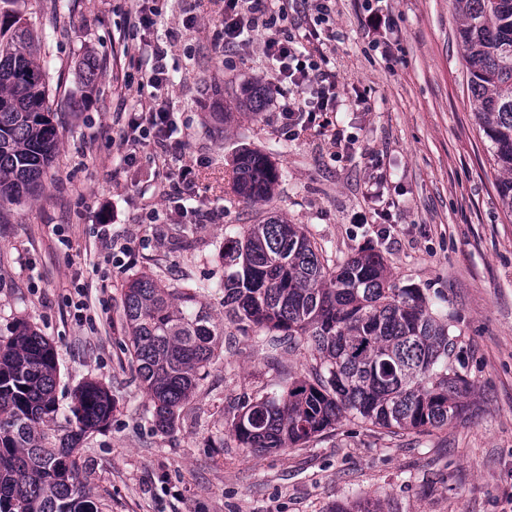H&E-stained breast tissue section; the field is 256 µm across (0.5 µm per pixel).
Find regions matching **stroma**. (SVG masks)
<instances>
[{"label": "stroma", "mask_w": 512, "mask_h": 512, "mask_svg": "<svg viewBox=\"0 0 512 512\" xmlns=\"http://www.w3.org/2000/svg\"><path fill=\"white\" fill-rule=\"evenodd\" d=\"M153 5L156 24L141 39L147 48L167 42L179 127L168 151L194 167L198 218L168 220L169 182L154 175L153 144L133 164L116 157L146 62L124 50L134 0H27L47 44L60 147L39 196L0 211V330L27 322L57 351L51 435L74 427L72 396L85 381L112 395L106 428L78 449L103 512H332L357 499L383 512H512V221L474 122L452 0H334L321 37L340 104L295 135L279 120L265 32L226 53L217 38L224 0ZM369 8L386 30L361 26ZM90 57L97 76L87 96ZM246 85L264 92L259 116L239 105ZM243 149L267 154L281 173L267 202L245 203L231 189ZM377 177L379 200L366 193ZM383 200L393 205L386 226L370 221ZM107 212L108 242L99 234ZM274 214L301 225L329 259L368 248L398 285L422 289L457 338L476 403L469 420L393 434L347 418L298 447L250 453L232 420L276 392L281 373L308 376L311 353L269 354L228 325L174 429H155L130 363L125 284L140 273L171 288L205 282L204 303L222 311L225 239Z\"/></svg>", "instance_id": "obj_1"}]
</instances>
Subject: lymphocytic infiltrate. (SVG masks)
Returning a JSON list of instances; mask_svg holds the SVG:
<instances>
[{
	"mask_svg": "<svg viewBox=\"0 0 512 512\" xmlns=\"http://www.w3.org/2000/svg\"><path fill=\"white\" fill-rule=\"evenodd\" d=\"M317 21L299 26L288 20V0H224L221 37L225 51L243 49L253 32L264 29L268 37L264 53L277 71L276 89L280 96L281 123L288 130L303 124L305 117L332 111L338 97L336 68L325 54L317 23L328 20L329 0H316ZM166 54L162 47L152 51V63L137 85L139 115L136 125L140 137L124 140L118 150L121 163L135 160L139 141H152L156 147V170L176 172L179 181H189L188 165L171 169L166 142L176 131L170 102L160 89L166 83Z\"/></svg>",
	"mask_w": 512,
	"mask_h": 512,
	"instance_id": "f902f5d3",
	"label": "lymphocytic infiltrate"
}]
</instances>
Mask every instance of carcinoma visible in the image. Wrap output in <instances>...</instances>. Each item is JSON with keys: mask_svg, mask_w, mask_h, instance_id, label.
Listing matches in <instances>:
<instances>
[{"mask_svg": "<svg viewBox=\"0 0 512 512\" xmlns=\"http://www.w3.org/2000/svg\"><path fill=\"white\" fill-rule=\"evenodd\" d=\"M22 4L0 0V209L40 191L59 147L41 41ZM453 4L473 115L512 220V0ZM278 178L266 154L238 153L233 190L243 200H268ZM223 288L221 316L202 301L204 283L166 288L139 275L126 284L129 353L158 430L174 428L208 375L226 320L270 351L306 344L313 360L311 377L285 379L281 392L234 418L231 432L248 451L297 447L346 417L392 433L472 416V384L456 366L448 323L420 289L398 286L379 254L358 251L331 264L300 225L270 217L224 240ZM57 366L54 346L29 324L0 333V512H101L77 448L108 424L112 397L95 381L82 384L71 407L76 427L49 442Z\"/></svg>", "mask_w": 512, "mask_h": 512, "instance_id": "cac0c4a2", "label": "carcinoma"}]
</instances>
